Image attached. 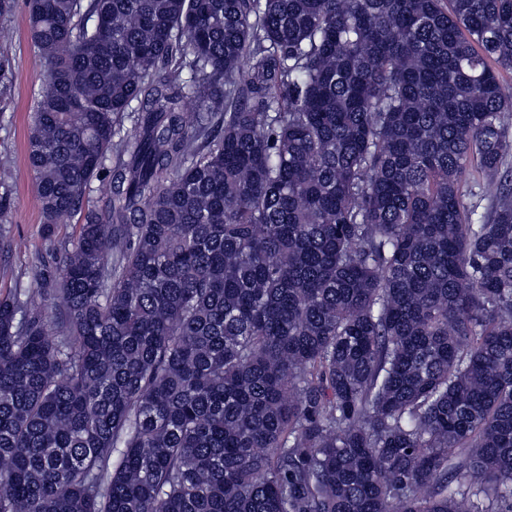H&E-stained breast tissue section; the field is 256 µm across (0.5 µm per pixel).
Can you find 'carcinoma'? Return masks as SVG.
Returning a JSON list of instances; mask_svg holds the SVG:
<instances>
[{
    "instance_id": "cac0c4a2",
    "label": "carcinoma",
    "mask_w": 512,
    "mask_h": 512,
    "mask_svg": "<svg viewBox=\"0 0 512 512\" xmlns=\"http://www.w3.org/2000/svg\"><path fill=\"white\" fill-rule=\"evenodd\" d=\"M26 6L0 512H512V0ZM0 22L13 30L12 40L0 45V57L9 60L13 82L0 96V174L9 184V203L4 227L9 235L23 242L21 249L0 252V292L15 288L18 282L36 285L46 270L60 259L59 245L71 244L77 237L81 216L68 224H56L55 235L47 238L41 213L35 200L33 173L27 161V137L35 99L42 85L45 69L30 40L27 11L22 0L13 13Z\"/></svg>"
}]
</instances>
